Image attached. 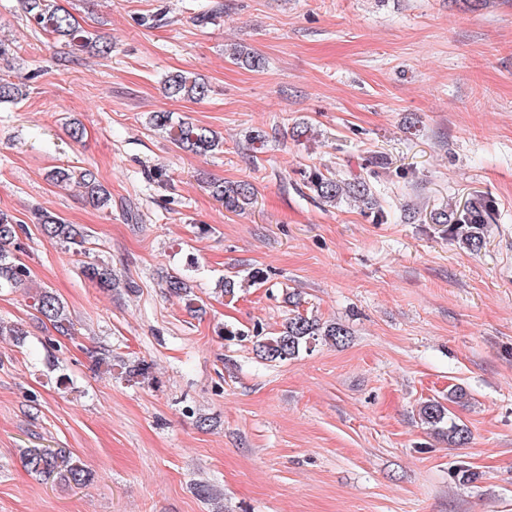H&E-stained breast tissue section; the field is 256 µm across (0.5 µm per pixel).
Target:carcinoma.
<instances>
[{
  "instance_id": "cac0c4a2",
  "label": "carcinoma",
  "mask_w": 512,
  "mask_h": 512,
  "mask_svg": "<svg viewBox=\"0 0 512 512\" xmlns=\"http://www.w3.org/2000/svg\"><path fill=\"white\" fill-rule=\"evenodd\" d=\"M26 19L74 49H93L101 55L112 52V45L90 38L73 14L57 0H21ZM232 60L242 66L256 69L262 65V58L245 47L234 49ZM165 92L171 98L202 99L209 88L203 78L175 73L166 77ZM26 96V84L0 78V103L13 102ZM149 124L154 130L169 137L181 149L193 154H206L219 148L220 140L216 132L205 126L197 125L186 119L174 120L171 112H153ZM51 180L66 183L78 179L85 189L89 204L104 208L111 202V194L101 184L97 174L91 169H84L77 176H72L65 169H58L50 174ZM306 187L323 203L336 206L342 202H358L371 210L378 221H383L385 211L374 197L366 177L351 172L344 178L316 169L306 178ZM210 193L224 203V208L231 212L245 210L254 200V192L249 184H227L221 179L208 183ZM36 224L49 239L70 250L82 246L84 235L81 229L67 223L62 217L46 209L34 211ZM429 219L433 224L448 225V235L460 241L471 252H478L484 244V225L496 222V203L485 194H476L462 205L451 206L440 211H432ZM20 221L12 214L0 210V288H15L23 284L27 277V268L14 261L12 249L20 248L18 232ZM84 277L102 290L116 288L120 279L105 263H88L83 266ZM264 279L259 271L248 274V278L237 280L224 278L219 287L224 295L233 297L250 282ZM165 288L171 295L187 300L188 308L197 312L193 286L190 279L183 275H171L165 280ZM34 309L39 319L52 324L61 336H71L75 328L69 313L62 302L51 292L42 291L36 295ZM230 337L255 338L256 355L269 361H286L300 354L319 340L330 341L335 345L346 343L349 331L340 323H320L299 312L292 313L283 329L275 336L266 337L259 329L224 330ZM125 372L132 378L144 380L150 377L151 365L145 360H135L124 364ZM420 421L432 430L446 436L449 446L461 447L469 443L470 432L464 423L452 416L445 405L433 398L422 402L418 409ZM25 468L46 480H54L69 487H82L90 483L92 472L73 459L71 452L64 448H28L23 454Z\"/></svg>"
}]
</instances>
